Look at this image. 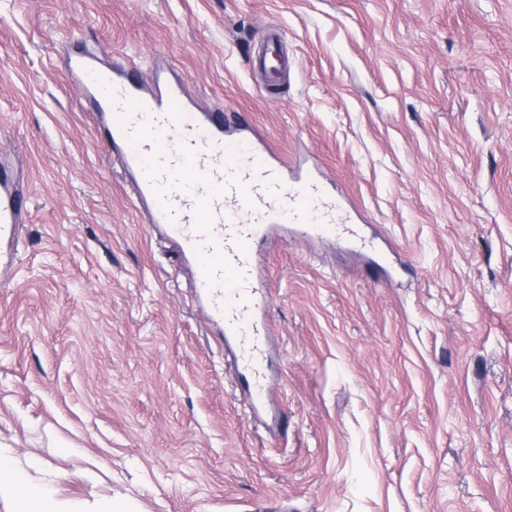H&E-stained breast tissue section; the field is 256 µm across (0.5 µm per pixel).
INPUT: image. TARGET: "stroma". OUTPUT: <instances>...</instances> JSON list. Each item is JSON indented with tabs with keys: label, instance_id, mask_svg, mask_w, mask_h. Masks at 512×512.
Masks as SVG:
<instances>
[{
	"label": "stroma",
	"instance_id": "stroma-1",
	"mask_svg": "<svg viewBox=\"0 0 512 512\" xmlns=\"http://www.w3.org/2000/svg\"><path fill=\"white\" fill-rule=\"evenodd\" d=\"M76 40L248 114L374 242L258 252L261 420L68 80ZM0 154L30 212L0 455L31 485L85 512H512V0H0Z\"/></svg>",
	"mask_w": 512,
	"mask_h": 512
}]
</instances>
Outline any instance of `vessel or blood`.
I'll use <instances>...</instances> for the list:
<instances>
[{"mask_svg": "<svg viewBox=\"0 0 512 512\" xmlns=\"http://www.w3.org/2000/svg\"><path fill=\"white\" fill-rule=\"evenodd\" d=\"M68 76L238 360L245 405L262 410L267 295L255 254L282 224L298 237H357L343 199L326 192L318 169L277 163L243 113L194 106L179 79L150 85L136 66L108 67L85 52L72 54ZM27 221L24 183L0 165V288L17 275L14 247Z\"/></svg>", "mask_w": 512, "mask_h": 512, "instance_id": "obj_1", "label": "vessel or blood"}]
</instances>
